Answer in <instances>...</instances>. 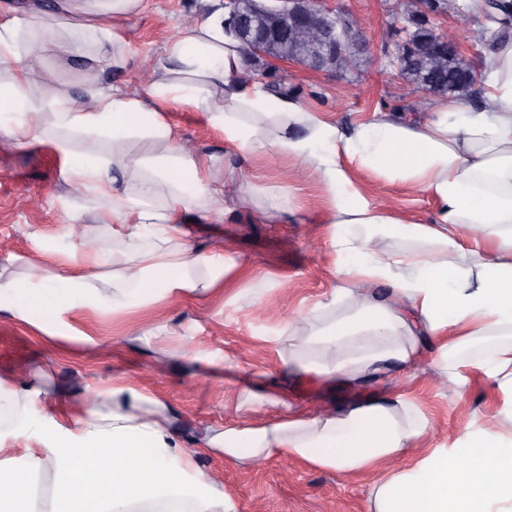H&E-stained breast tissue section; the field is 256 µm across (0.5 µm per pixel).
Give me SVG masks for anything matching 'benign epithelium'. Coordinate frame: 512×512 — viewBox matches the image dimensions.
Masks as SVG:
<instances>
[{
	"mask_svg": "<svg viewBox=\"0 0 512 512\" xmlns=\"http://www.w3.org/2000/svg\"><path fill=\"white\" fill-rule=\"evenodd\" d=\"M229 9V26L235 37L246 49L257 55L280 60L270 52L277 46L288 47L286 62L296 61L303 65L311 62L309 69L335 71L336 56L341 52V34H351L358 39L359 51H364L362 32L351 20L343 17V10L328 8L320 0H225ZM437 0H411L408 15L396 14L405 22L401 31L409 28H432L430 17L437 12ZM448 53V58L458 54L457 35L454 30H442L423 42H411L408 52L392 55L390 63L406 76L416 72L419 80L413 82L415 92L422 95L434 93L441 84L439 74L432 70L430 62L438 53Z\"/></svg>",
	"mask_w": 512,
	"mask_h": 512,
	"instance_id": "benign-epithelium-1",
	"label": "benign epithelium"
}]
</instances>
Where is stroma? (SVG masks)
Wrapping results in <instances>:
<instances>
[{
	"label": "stroma",
	"instance_id": "35a3bbf8",
	"mask_svg": "<svg viewBox=\"0 0 512 512\" xmlns=\"http://www.w3.org/2000/svg\"><path fill=\"white\" fill-rule=\"evenodd\" d=\"M144 10L118 26L128 46L129 64L119 74L104 71L103 81H120L143 91L152 66L164 57L180 26L202 20L208 0H144ZM394 0H340L369 44L366 54L346 71H311L301 65L256 59L250 63L255 82L281 90L303 107L324 112L342 129H350L375 112H395L418 119L436 95L419 98L412 85L390 65L397 39ZM166 117L191 146L223 155L221 130L191 103L171 107ZM243 179H258L278 201L301 212V221L277 219L268 224L249 220V208L229 216L189 225L185 239L208 250L224 241L242 264L223 292L204 299L174 297L123 316L77 311L45 334L17 313L0 310V393L10 394L25 382L39 390L28 407L31 419L50 415L70 426L80 410L79 398H94L112 382L137 385L166 405L182 445L195 447L203 427L223 426L230 419L226 399L241 389L260 387L297 410H333L353 401L386 393L387 378L406 372L392 368L388 377L369 378L350 387L312 373L289 372L282 359L295 351L293 336H307L351 313L347 298L331 300L338 285L331 275L336 255L319 224L330 201L303 164L270 151L256 157L235 156ZM61 159L46 140L23 148H0V276L26 281L48 275L52 265L44 248L64 249L67 231L111 241L112 230L88 215L90 200H62ZM352 178L369 200L402 216L429 222L435 204L426 194L399 181H388L356 169ZM160 327L151 343L134 340L140 327ZM97 336V346L78 342L79 334ZM426 354L423 370L409 390L427 412L430 444H453L492 405L496 391L471 364L482 341L459 350L466 366L465 384L441 383L434 339L420 336ZM199 361H189L192 353ZM198 467L220 478L238 504V512H370L371 478H350L271 458L252 467L225 461L207 452Z\"/></svg>",
	"mask_w": 512,
	"mask_h": 512
}]
</instances>
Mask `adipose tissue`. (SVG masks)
I'll list each match as a JSON object with an SVG mask.
<instances>
[{"label":"adipose tissue","instance_id":"obj_1","mask_svg":"<svg viewBox=\"0 0 512 512\" xmlns=\"http://www.w3.org/2000/svg\"><path fill=\"white\" fill-rule=\"evenodd\" d=\"M57 8L27 22L0 17V143L51 139L64 184L97 200L93 217L111 225L112 246L90 252L73 241L38 284L0 280V307L44 329L73 310L126 313L223 290L237 261L220 249L190 253L178 225L209 218L218 181L225 213L249 204L265 221L289 208L221 158L185 145L163 107L192 103L238 151L301 159L330 199L320 221L338 256L339 293L355 312L302 337L312 369L354 382L411 368L423 332L436 338L442 369L455 380L458 349L487 336L478 367L501 395L494 416L512 423V39L492 52L482 110L451 98L418 122L376 112L347 133L249 78L219 0L168 44L141 94L97 75L126 67V45L110 23L139 14L143 0H59ZM49 47L85 60L83 103L36 73L34 59ZM11 112L23 122H4ZM354 166L428 194L432 220L408 222L368 200L350 176ZM377 236L417 247L379 254L368 247ZM380 281L391 287L382 301L371 293ZM37 394L31 386L0 401V424L13 435L51 441L26 449L20 462L0 460V512H36L33 479L49 466L57 473L52 512H238L223 486L195 467L161 402L137 386L102 389L69 429L51 416L28 417L24 402ZM234 409L241 422L202 438L231 463L277 457L347 476L382 470L374 512H512V431L475 422L453 446L422 447L431 421L408 392L314 413L248 390Z\"/></svg>","mask_w":512,"mask_h":512}]
</instances>
